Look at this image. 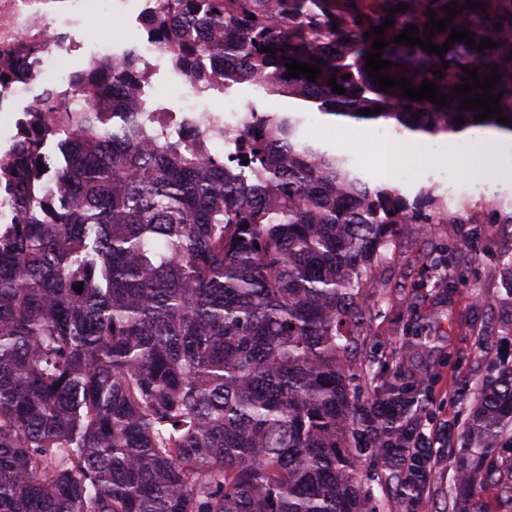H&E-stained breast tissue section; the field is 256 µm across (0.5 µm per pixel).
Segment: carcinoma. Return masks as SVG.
I'll return each instance as SVG.
<instances>
[{
    "mask_svg": "<svg viewBox=\"0 0 512 512\" xmlns=\"http://www.w3.org/2000/svg\"><path fill=\"white\" fill-rule=\"evenodd\" d=\"M453 1L462 12L435 45L463 26L499 46L456 41L440 58L392 42L410 24L426 40L427 11L446 19ZM482 2L158 0L150 34L201 91L244 86L399 132L512 133V0ZM388 17L380 74L428 79L450 107L369 75ZM318 59L315 80L286 77ZM494 64L507 126L474 121L452 92L461 67L483 78ZM151 76L135 47L112 48V69L69 79L75 107L58 116L56 94L37 96L39 124L0 155V512H380L351 449L376 421L351 387L360 293L397 225L456 217L432 192L369 184L304 139L299 112L250 101L232 127L199 117L223 137L214 155L209 136L131 101ZM508 434L512 370L475 399L455 512H483L467 492L490 483L512 512Z\"/></svg>",
    "mask_w": 512,
    "mask_h": 512,
    "instance_id": "1",
    "label": "carcinoma"
}]
</instances>
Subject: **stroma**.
Listing matches in <instances>:
<instances>
[{"mask_svg":"<svg viewBox=\"0 0 512 512\" xmlns=\"http://www.w3.org/2000/svg\"><path fill=\"white\" fill-rule=\"evenodd\" d=\"M374 143L395 153L387 171L378 170L368 146L324 133L318 112H307L308 140L349 155L371 183H388L403 194L433 191L456 224H401L361 295L366 319L354 351L367 367L356 383L362 402L398 388L410 401L428 403L440 429L441 456L414 512H448L460 439L483 384L512 368V279L502 265L512 248V223L490 224L489 209L512 213V186L491 170L512 169V148L486 152L471 142L427 139V152L411 159L392 123L371 126ZM477 173L465 175L464 167ZM352 443L362 477L381 501V512H403L399 486L366 446Z\"/></svg>","mask_w":512,"mask_h":512,"instance_id":"stroma-1","label":"stroma"}]
</instances>
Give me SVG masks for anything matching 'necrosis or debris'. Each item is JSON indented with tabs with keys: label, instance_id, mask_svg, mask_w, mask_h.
I'll use <instances>...</instances> for the list:
<instances>
[{
	"label": "necrosis or debris",
	"instance_id": "necrosis-or-debris-1",
	"mask_svg": "<svg viewBox=\"0 0 512 512\" xmlns=\"http://www.w3.org/2000/svg\"><path fill=\"white\" fill-rule=\"evenodd\" d=\"M115 0H0V72L11 71L25 54L37 59L39 78H46L53 66L65 56L82 54L99 60L101 47L111 32H103L98 41L85 42L81 23L85 16L113 15Z\"/></svg>",
	"mask_w": 512,
	"mask_h": 512
}]
</instances>
